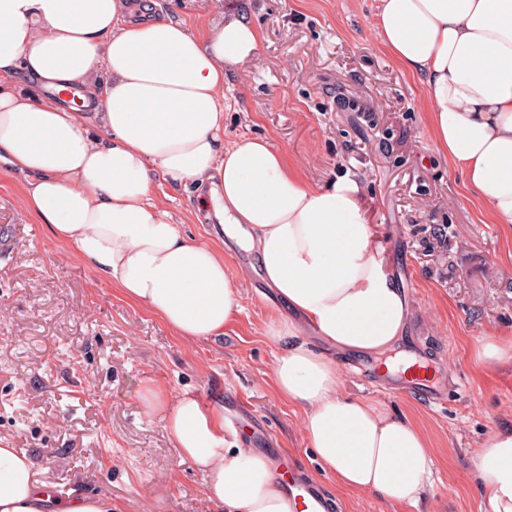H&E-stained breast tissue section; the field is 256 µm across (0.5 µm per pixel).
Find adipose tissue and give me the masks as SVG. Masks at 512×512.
I'll list each match as a JSON object with an SVG mask.
<instances>
[{
  "instance_id": "1",
  "label": "adipose tissue",
  "mask_w": 512,
  "mask_h": 512,
  "mask_svg": "<svg viewBox=\"0 0 512 512\" xmlns=\"http://www.w3.org/2000/svg\"><path fill=\"white\" fill-rule=\"evenodd\" d=\"M375 35L420 79L437 155L512 228V0H379ZM260 47L257 26L232 11L195 33L149 17L142 0H0V163L22 175L23 205L54 241L189 343L223 334L242 309L224 249L186 239L150 173L196 191L225 248L256 254L279 304L265 333L280 350L273 381L302 408L323 472L415 512L432 474L428 432L344 394L334 358L391 352L411 317L365 221L362 177L314 186L265 140L224 144V79ZM19 77L41 93L16 92ZM143 408L203 474L212 512H289L266 457L226 446L223 403L155 386ZM474 466L488 512H512V427L483 439ZM0 512H112V501L54 502L33 460L0 447Z\"/></svg>"
}]
</instances>
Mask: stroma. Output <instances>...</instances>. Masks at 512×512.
Masks as SVG:
<instances>
[{
	"mask_svg": "<svg viewBox=\"0 0 512 512\" xmlns=\"http://www.w3.org/2000/svg\"><path fill=\"white\" fill-rule=\"evenodd\" d=\"M379 0H154L194 31L242 12L259 26L258 54L224 82V142L264 139L308 183L346 172L366 183L364 210L413 315L402 347L425 357L448 396L429 404L386 383L369 356L337 355L346 394L424 425L433 442L429 512H485L473 452L512 423V362L476 364L486 340L512 336V232L492 223L463 178L438 157L424 88L376 40ZM153 190L192 240L222 244L194 192L153 173ZM19 175L0 165V446L24 451L57 497H110L113 512H210L204 478L142 399L160 384L209 402L247 401L273 443L338 505L396 512L370 494L341 492L301 433L302 410L271 378L278 354L264 335L276 300L244 274L242 311L221 338L186 344L147 310L52 242L21 201Z\"/></svg>",
	"mask_w": 512,
	"mask_h": 512,
	"instance_id": "stroma-1",
	"label": "stroma"
}]
</instances>
